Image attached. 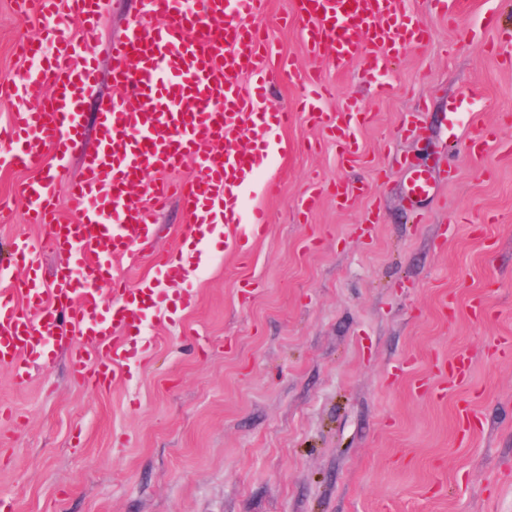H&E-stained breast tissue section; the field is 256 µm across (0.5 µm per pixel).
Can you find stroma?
I'll return each mask as SVG.
<instances>
[{
  "mask_svg": "<svg viewBox=\"0 0 512 512\" xmlns=\"http://www.w3.org/2000/svg\"><path fill=\"white\" fill-rule=\"evenodd\" d=\"M138 0H107L76 39L96 57L84 99L80 152L56 194L65 200L83 171V149L98 134V99L116 87L105 43L121 37ZM432 29L420 51L395 59L377 96L360 63L339 71L312 55L294 24V0H269L265 26L280 56L299 73L320 71L324 108L363 104L362 158L345 166L336 145L296 113L276 138L246 195L267 215L263 238L239 261L223 238L210 239L195 272L170 285L161 320L144 328L140 359L124 378L98 390L72 374L70 352L55 348L46 365L17 385L0 367V498L4 512H512V154L482 157L448 143L444 114L462 103L512 140V65L485 19L512 26V0H459L455 21L429 0H410ZM471 28L477 38L458 40ZM13 0H0V77L20 68V36L38 35ZM270 76L269 111L294 107L304 84ZM421 122L403 120L418 106ZM429 166L433 199L413 213L402 157ZM40 168L0 167V250L41 241L28 223L22 186ZM276 179V196L262 187ZM366 184L348 208L330 193L305 215L297 210L313 183ZM153 258L122 256L129 280L152 274L177 247L187 218L170 203L157 218ZM193 294L192 307L176 296ZM452 293L454 313L440 297ZM482 296L489 313L469 314ZM467 353L471 380L436 401L414 393L415 376L436 385L433 364ZM471 401L476 427L458 433L456 405Z\"/></svg>",
  "mask_w": 512,
  "mask_h": 512,
  "instance_id": "stroma-1",
  "label": "stroma"
}]
</instances>
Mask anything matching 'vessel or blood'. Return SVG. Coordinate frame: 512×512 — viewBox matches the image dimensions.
Wrapping results in <instances>:
<instances>
[{"label":"vessel or blood","mask_w":512,"mask_h":512,"mask_svg":"<svg viewBox=\"0 0 512 512\" xmlns=\"http://www.w3.org/2000/svg\"><path fill=\"white\" fill-rule=\"evenodd\" d=\"M15 3L39 21L43 35L18 41L24 67L0 82V91L14 100L8 131L0 133V165L24 169L52 156L47 173L28 181L23 196L28 219L44 229L46 245L69 252L73 261L48 288L33 247L15 244L12 263L27 270L0 288V366L11 369L21 384L32 361L48 362L52 349L63 345L71 350L75 377L106 388L135 361L144 322L162 310V283L187 277L216 228L231 242L264 235L262 207L241 224V192L253 181L268 133L286 128L291 115L261 110L263 93L246 90L240 77L250 75L261 85L271 71L288 75L292 66L276 60L257 23L268 0H200L192 10L184 0H142L141 13L125 34L104 47L120 97L99 104L98 145L84 157V179L70 190L75 221L64 224L56 213V181L77 147L78 110L93 78L92 60L73 38L71 25L97 24L105 2ZM295 18L310 50L329 49L340 71L360 57L365 73L373 74L400 50L422 49L430 39L428 28L406 12L405 0H298ZM304 80L312 91L301 111L335 142L341 163L358 162L356 132L370 113L355 100L345 111H325L318 75ZM42 87L48 90L44 105L30 107V95ZM447 122L449 138L463 142L471 154L499 142L495 132L464 113L448 112ZM246 132L254 144L250 150L239 146ZM189 156L198 159L197 172L171 182L170 174ZM402 165L410 202L431 198V172L409 158ZM173 200L190 219L178 231L182 244L176 257L157 264L154 275L127 283L112 270V257L152 252L155 216Z\"/></svg>","instance_id":"1"}]
</instances>
